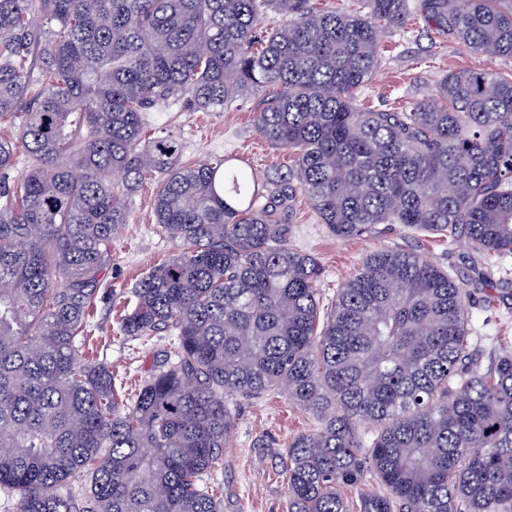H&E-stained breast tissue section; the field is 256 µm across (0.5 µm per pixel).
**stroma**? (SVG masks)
Masks as SVG:
<instances>
[{
    "mask_svg": "<svg viewBox=\"0 0 512 512\" xmlns=\"http://www.w3.org/2000/svg\"><path fill=\"white\" fill-rule=\"evenodd\" d=\"M380 42L381 66L364 91V103L370 107L390 109L400 102L423 98L453 71L512 69L510 57L490 60L452 39L431 41L419 24L381 29ZM260 107L257 97L208 112L195 111L181 101L150 113L145 136L151 139L170 134L179 138L187 162L234 157L239 166L251 169L255 180L262 182L273 168H287L290 157L254 133L252 114ZM154 190L153 184L146 183L131 197V222L112 242V261L100 276L97 307L89 318L93 338L84 349L90 360L111 368L127 399L134 397L169 348V333H158L143 344L121 331L124 311L135 304L131 293L134 284L179 249L175 240L157 230ZM288 244L317 259L320 302L324 305L357 272L368 254L414 248L429 262L460 278L469 289L478 365L487 366L492 358L512 351V300L496 308L486 307L485 298L497 287L499 274L490 260L465 241L415 234L400 224H381L372 235L340 240L318 223L306 200L299 197L293 203V231ZM229 407L234 426L217 474V496L224 512H287V486L281 469L288 444L295 436L316 429V420L278 393L239 397L230 401Z\"/></svg>",
    "mask_w": 512,
    "mask_h": 512,
    "instance_id": "stroma-1",
    "label": "stroma"
}]
</instances>
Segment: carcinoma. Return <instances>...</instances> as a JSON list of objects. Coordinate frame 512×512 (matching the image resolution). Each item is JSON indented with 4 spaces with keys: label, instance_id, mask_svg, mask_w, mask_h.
Here are the masks:
<instances>
[{
    "label": "carcinoma",
    "instance_id": "cac0c4a2",
    "mask_svg": "<svg viewBox=\"0 0 512 512\" xmlns=\"http://www.w3.org/2000/svg\"><path fill=\"white\" fill-rule=\"evenodd\" d=\"M367 2L368 17L310 0H0V121L27 107L0 139V490L15 512H222L227 402L270 392L319 423L288 444V512H350L339 489L369 478L359 512H512V353L474 365L463 282L384 249L324 307L315 260L288 246L301 195L339 239L378 224L463 239L497 260L487 303L512 295V71L451 72L399 111L360 100L379 26L415 15L434 41L512 57V0ZM271 12L283 23L260 37ZM252 95L254 132L291 157L263 192L222 159L184 163L172 135L142 143L161 105ZM18 143L32 164L10 183ZM148 177L182 249L134 287L123 334L168 331L172 351L127 402L78 342Z\"/></svg>",
    "mask_w": 512,
    "mask_h": 512
}]
</instances>
